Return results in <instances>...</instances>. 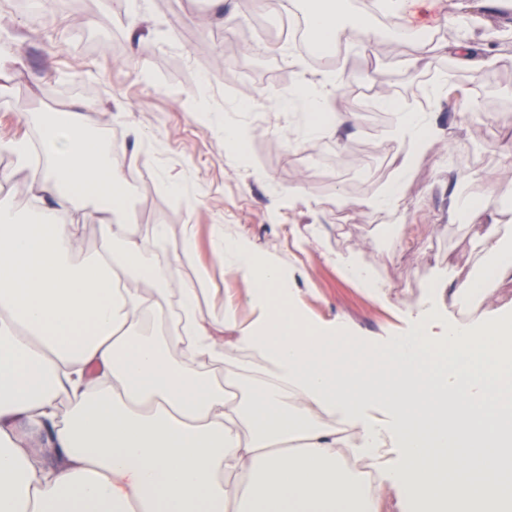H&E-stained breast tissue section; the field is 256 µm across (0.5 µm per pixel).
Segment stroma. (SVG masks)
Masks as SVG:
<instances>
[{"mask_svg":"<svg viewBox=\"0 0 512 512\" xmlns=\"http://www.w3.org/2000/svg\"><path fill=\"white\" fill-rule=\"evenodd\" d=\"M84 3L32 17L0 0V50L16 53L0 74V141L29 140L35 116L85 104L81 121L98 143L135 159L130 228L145 240L163 230L156 271L175 263L181 280L205 278L199 320L228 300L239 321L255 316L249 279L217 254L222 235L248 238L291 275L310 324L387 336L406 328L428 284L453 288L481 274L485 224L449 211L453 194L494 196L502 223H512V10L481 12L463 29L452 19L467 0H437L410 43L389 47L391 29L380 26L376 40L345 48L341 70L286 45L265 54L280 18L255 15L252 0H233L230 32L211 0ZM487 32L497 35L492 63L460 66L449 45ZM419 42L428 50L407 66ZM303 72L338 76L326 109L357 115L342 136L296 135L291 113L272 109ZM258 98L267 106L248 110ZM407 110L431 120L435 143L398 207L367 209L396 176L405 146L393 136L395 115ZM228 120L246 131L249 152L225 141ZM4 171L0 202L36 211L26 171L13 160ZM350 259L377 272L383 296L344 275Z\"/></svg>","mask_w":512,"mask_h":512,"instance_id":"35a3bbf8","label":"stroma"}]
</instances>
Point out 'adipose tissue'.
<instances>
[{"label": "adipose tissue", "instance_id": "ef3b65f1", "mask_svg": "<svg viewBox=\"0 0 512 512\" xmlns=\"http://www.w3.org/2000/svg\"><path fill=\"white\" fill-rule=\"evenodd\" d=\"M345 6L320 0L300 15L309 32L354 42L362 31L346 24ZM330 88L303 76L292 93L326 115L308 136L353 120L325 112ZM83 109L40 118L49 164L30 165L26 141L5 145L44 205L19 215L0 204V512H380L379 494L343 459L336 416L357 429L354 454L398 492L400 512H512V311L460 321L436 303L487 295L512 276L505 225L490 224L479 243L486 279L434 285L404 332L380 338L310 328L281 267L226 239L221 256L247 274L257 315L240 323L228 301L206 323L194 285L174 267L156 274L147 243L123 225L130 161L102 153L78 121ZM395 134L415 146L404 169L433 144L415 112L398 113ZM89 207L103 244L78 263L80 227L60 218ZM172 294L185 323L154 340L144 320L162 316ZM490 339L502 346L493 357L482 352ZM240 351L264 358L273 377L244 400L199 368ZM385 448L395 451L386 463ZM471 469L477 481L440 477Z\"/></svg>", "mask_w": 512, "mask_h": 512}]
</instances>
